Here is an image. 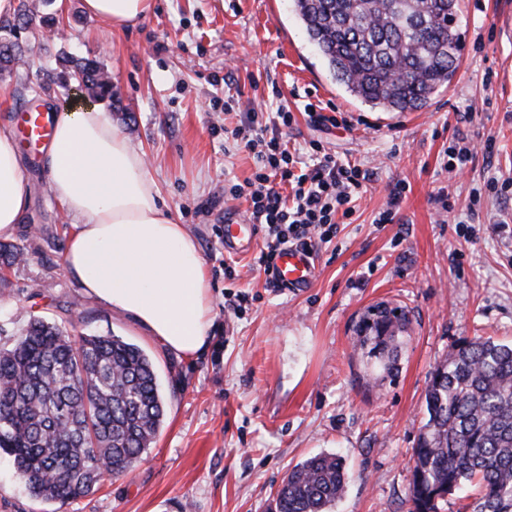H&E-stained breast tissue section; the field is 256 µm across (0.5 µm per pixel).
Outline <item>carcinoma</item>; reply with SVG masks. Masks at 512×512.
<instances>
[{
    "instance_id": "1",
    "label": "carcinoma",
    "mask_w": 512,
    "mask_h": 512,
    "mask_svg": "<svg viewBox=\"0 0 512 512\" xmlns=\"http://www.w3.org/2000/svg\"><path fill=\"white\" fill-rule=\"evenodd\" d=\"M310 42L335 80L374 107L414 112L451 83L458 68V0H293ZM24 62L0 39V70ZM56 81L112 99L96 60L60 58ZM22 250L0 243V266ZM404 308L375 303L354 326L357 346L399 370ZM426 421L413 448L408 512H441L465 484L477 491L463 512H512V345L463 337L433 370ZM154 365L115 335L75 339L32 315L22 336L0 348V453L29 494L70 504L98 490L102 467L126 475L154 442L164 418ZM351 481L344 459L321 453L288 470L275 512H331Z\"/></svg>"
}]
</instances>
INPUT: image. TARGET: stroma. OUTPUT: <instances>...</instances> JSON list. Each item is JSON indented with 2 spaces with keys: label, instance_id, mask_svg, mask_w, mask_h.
<instances>
[{
  "label": "stroma",
  "instance_id": "35a3bbf8",
  "mask_svg": "<svg viewBox=\"0 0 512 512\" xmlns=\"http://www.w3.org/2000/svg\"><path fill=\"white\" fill-rule=\"evenodd\" d=\"M457 28L453 81L422 110L383 112L332 78L291 0H153L144 21L119 33L82 0H49L18 24L29 64L0 73V126L17 127L34 100L49 110L86 101L55 82L60 56L103 64L115 99L101 106L146 153L174 220L196 237L215 320L208 347L186 361L85 296L62 262L73 219L50 193L42 151L19 143L29 207L9 241L25 255L0 281V346L33 314L79 335L119 336L153 359L165 415L131 471L64 506L31 497L0 455V512H274L288 470L322 452L342 456L353 475L332 512H407L433 369L462 337L512 343V188H487L512 179V0H459ZM228 93L245 110L288 105L287 139L303 165L316 144L370 173L309 288H266L240 256L235 289L250 300L239 317L227 306L224 213L247 203L224 188L251 178L254 161L224 134L239 116L213 101ZM310 103L336 124L311 121ZM458 135L495 138V151L449 172ZM399 182L398 215L379 223ZM460 221L477 235L458 234ZM379 301L410 319L392 380L379 378L353 332Z\"/></svg>",
  "mask_w": 512,
  "mask_h": 512
}]
</instances>
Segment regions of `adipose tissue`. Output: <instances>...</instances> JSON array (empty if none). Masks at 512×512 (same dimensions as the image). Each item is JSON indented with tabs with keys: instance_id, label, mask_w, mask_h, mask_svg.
<instances>
[{
	"instance_id": "ef3b65f1",
	"label": "adipose tissue",
	"mask_w": 512,
	"mask_h": 512,
	"mask_svg": "<svg viewBox=\"0 0 512 512\" xmlns=\"http://www.w3.org/2000/svg\"><path fill=\"white\" fill-rule=\"evenodd\" d=\"M110 31L134 25L152 0H82ZM49 189L73 224L63 265L83 293L132 316L166 351L190 360L209 343L214 298L196 238L176 223L143 152L100 106L67 107L45 148ZM28 206L12 131L0 127V239Z\"/></svg>"
}]
</instances>
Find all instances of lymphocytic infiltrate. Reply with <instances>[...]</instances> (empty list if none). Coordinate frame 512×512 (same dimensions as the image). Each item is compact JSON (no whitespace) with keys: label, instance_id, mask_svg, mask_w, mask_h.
Here are the masks:
<instances>
[{"label":"lymphocytic infiltrate","instance_id":"lymphocytic-infiltrate-1","mask_svg":"<svg viewBox=\"0 0 512 512\" xmlns=\"http://www.w3.org/2000/svg\"><path fill=\"white\" fill-rule=\"evenodd\" d=\"M292 123L290 110L277 106L263 113H245L231 137L252 154L255 172L246 185H232L233 198L245 199L243 214L260 228L262 246L254 259L265 285L279 288L276 259L287 247L317 253L323 242L337 231L338 217L352 214V202L370 174L360 166L337 161L334 154L321 153L311 168L298 170L297 160L284 140ZM291 195H283V185Z\"/></svg>","mask_w":512,"mask_h":512}]
</instances>
